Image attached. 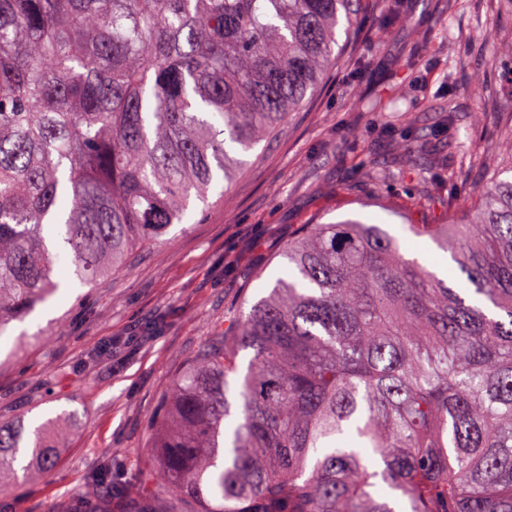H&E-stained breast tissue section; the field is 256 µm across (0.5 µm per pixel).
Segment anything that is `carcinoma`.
I'll list each match as a JSON object with an SVG mask.
<instances>
[{
	"label": "carcinoma",
	"instance_id": "obj_1",
	"mask_svg": "<svg viewBox=\"0 0 512 512\" xmlns=\"http://www.w3.org/2000/svg\"><path fill=\"white\" fill-rule=\"evenodd\" d=\"M356 0H0V333L69 256L108 278L318 89ZM472 224H411L471 300L374 224H308L286 278L163 396L160 482L204 512H512V166ZM254 350L229 423V376ZM41 430L0 422V468Z\"/></svg>",
	"mask_w": 512,
	"mask_h": 512
}]
</instances>
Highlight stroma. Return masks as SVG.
I'll return each mask as SVG.
<instances>
[{"label":"stroma","mask_w":512,"mask_h":512,"mask_svg":"<svg viewBox=\"0 0 512 512\" xmlns=\"http://www.w3.org/2000/svg\"><path fill=\"white\" fill-rule=\"evenodd\" d=\"M405 5L390 23L381 0H363L317 92L245 154L227 190L191 202L189 220L129 267L89 288L57 262L58 290L0 334V421L42 428L53 462L1 479L0 512H72L82 494L130 512L89 476L110 462L127 480L131 463L154 457L163 395L215 326L268 295L304 225L376 224L405 257L459 276L409 227L473 222L512 164V0ZM399 59L412 68L386 72ZM450 90L455 116L441 131ZM389 121L418 131L422 151L398 148Z\"/></svg>","instance_id":"1"}]
</instances>
